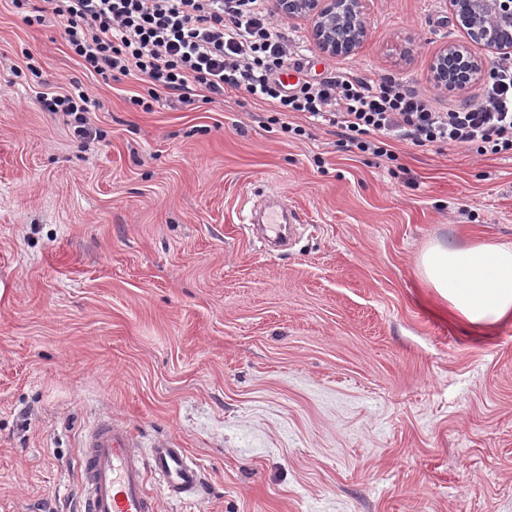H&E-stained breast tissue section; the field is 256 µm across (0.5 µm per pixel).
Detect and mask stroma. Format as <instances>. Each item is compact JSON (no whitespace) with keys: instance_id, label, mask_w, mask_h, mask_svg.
Listing matches in <instances>:
<instances>
[{"instance_id":"1","label":"stroma","mask_w":512,"mask_h":512,"mask_svg":"<svg viewBox=\"0 0 512 512\" xmlns=\"http://www.w3.org/2000/svg\"><path fill=\"white\" fill-rule=\"evenodd\" d=\"M273 21L306 79L391 80L445 112L501 59L448 0H368L348 56ZM447 44L484 75L437 88ZM75 82L98 102L82 129L36 100ZM143 91L0 0V512H77L105 420L202 467L207 494L159 512H512V319L471 326L418 276L434 240L512 244V156L403 141L382 160L239 94L146 112ZM263 193L304 221L278 255L246 222Z\"/></svg>"}]
</instances>
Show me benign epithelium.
I'll list each match as a JSON object with an SVG mask.
<instances>
[{
    "instance_id": "benign-epithelium-1",
    "label": "benign epithelium",
    "mask_w": 512,
    "mask_h": 512,
    "mask_svg": "<svg viewBox=\"0 0 512 512\" xmlns=\"http://www.w3.org/2000/svg\"><path fill=\"white\" fill-rule=\"evenodd\" d=\"M366 0H274L275 11L288 18H308L311 36L326 53L345 55L354 52L368 35L364 7ZM467 33L493 52L511 53L512 40H504L492 26H512V0H471L467 13L459 16ZM479 72L475 58L457 55L453 46H444L433 63L438 84L453 80L459 71Z\"/></svg>"
}]
</instances>
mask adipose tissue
<instances>
[{
    "label": "adipose tissue",
    "mask_w": 512,
    "mask_h": 512,
    "mask_svg": "<svg viewBox=\"0 0 512 512\" xmlns=\"http://www.w3.org/2000/svg\"><path fill=\"white\" fill-rule=\"evenodd\" d=\"M422 283L462 319L492 325L512 318V246L478 240L430 244L418 261Z\"/></svg>",
    "instance_id": "ef3b65f1"
}]
</instances>
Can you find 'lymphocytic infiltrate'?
<instances>
[{
    "label": "lymphocytic infiltrate",
    "instance_id": "obj_1",
    "mask_svg": "<svg viewBox=\"0 0 512 512\" xmlns=\"http://www.w3.org/2000/svg\"><path fill=\"white\" fill-rule=\"evenodd\" d=\"M12 0L26 24L57 16L63 38L83 67L105 80L132 76L146 94L133 105L151 111L159 92L213 102L234 92L280 115L339 129L346 145L392 158L391 140L417 146L465 144L485 154H512V57L496 70L479 105L443 112L410 87L337 73L288 87L281 76L295 63L287 37L272 27L265 0ZM48 112L83 123L96 104L74 85L38 98Z\"/></svg>",
    "mask_w": 512,
    "mask_h": 512
}]
</instances>
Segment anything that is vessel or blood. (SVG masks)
I'll return each instance as SVG.
<instances>
[{
    "label": "vessel or blood",
    "instance_id": "obj_1",
    "mask_svg": "<svg viewBox=\"0 0 512 512\" xmlns=\"http://www.w3.org/2000/svg\"><path fill=\"white\" fill-rule=\"evenodd\" d=\"M269 238L282 242L293 233L299 215L275 206L255 218ZM158 476L159 491L149 487ZM81 512H157V493L182 501L198 495L203 486L199 466L185 449L156 441L142 455L133 433L111 421L97 424L83 442L80 465Z\"/></svg>",
    "mask_w": 512,
    "mask_h": 512
}]
</instances>
